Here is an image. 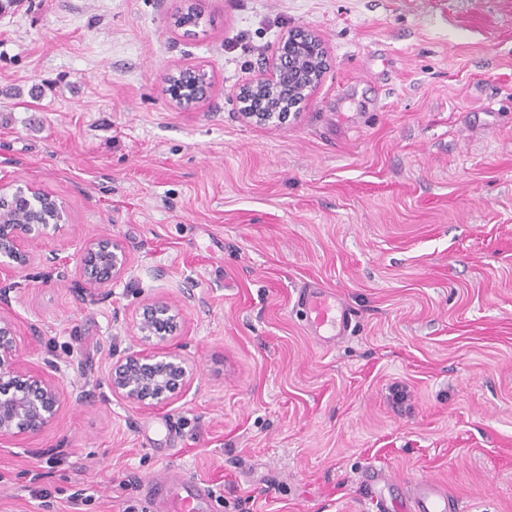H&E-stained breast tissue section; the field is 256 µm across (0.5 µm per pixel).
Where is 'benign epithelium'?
I'll list each match as a JSON object with an SVG mask.
<instances>
[{
    "mask_svg": "<svg viewBox=\"0 0 512 512\" xmlns=\"http://www.w3.org/2000/svg\"><path fill=\"white\" fill-rule=\"evenodd\" d=\"M327 68V56L319 36L295 31L282 38L268 70L242 85L238 97L262 100L266 111L243 112L244 118L259 125L288 122L290 113L281 111L280 94L284 75L291 82L295 104L310 95ZM189 75L195 81L181 84ZM211 80L205 69L185 67L165 74V92L171 103L187 108L206 97ZM11 196L36 214L30 224L0 225V443L35 437L56 419L62 401H82L83 391L64 388L62 370L53 361L43 366L33 362L37 349L21 348L10 293L17 288L16 274L29 267L34 257L25 243L50 231L59 232L69 223L64 202L32 185L13 189ZM124 247L112 238L89 239L81 250L75 285L92 303L112 296V285L120 281L128 267ZM133 328L146 347L112 353L108 383L112 396L135 408L170 404L192 382L187 359L173 346L180 336L181 313L164 301L142 306Z\"/></svg>",
    "mask_w": 512,
    "mask_h": 512,
    "instance_id": "7a95c632",
    "label": "benign epithelium"
}]
</instances>
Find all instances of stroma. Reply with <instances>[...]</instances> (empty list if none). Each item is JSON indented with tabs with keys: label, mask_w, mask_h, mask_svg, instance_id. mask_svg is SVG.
Segmentation results:
<instances>
[{
	"label": "stroma",
	"mask_w": 512,
	"mask_h": 512,
	"mask_svg": "<svg viewBox=\"0 0 512 512\" xmlns=\"http://www.w3.org/2000/svg\"><path fill=\"white\" fill-rule=\"evenodd\" d=\"M175 6L0 14V186L71 218L27 243L19 340L86 393L0 444V512L147 508L173 469L207 486L198 512H368L373 469L389 499L428 479L459 512H512V0H199L192 35ZM298 28L326 72L287 124L247 123L240 86ZM176 65L213 80L187 112L164 93ZM101 237L129 256L111 299L43 280ZM313 282L355 314L330 349L295 309ZM157 300L193 380L135 409L107 362Z\"/></svg>",
	"instance_id": "obj_1"
}]
</instances>
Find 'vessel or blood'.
I'll return each mask as SVG.
<instances>
[{"label": "vessel or blood", "mask_w": 512, "mask_h": 512, "mask_svg": "<svg viewBox=\"0 0 512 512\" xmlns=\"http://www.w3.org/2000/svg\"><path fill=\"white\" fill-rule=\"evenodd\" d=\"M297 304L306 311L308 330L318 344L331 347L351 334L353 314L336 291L308 287L300 291ZM148 487L167 512H193L194 500L206 493L203 483L183 473H166L160 480L149 482ZM372 500L377 512H458L457 501L429 480L417 483L411 500L402 508H395L378 494Z\"/></svg>", "instance_id": "b4317fda"}]
</instances>
